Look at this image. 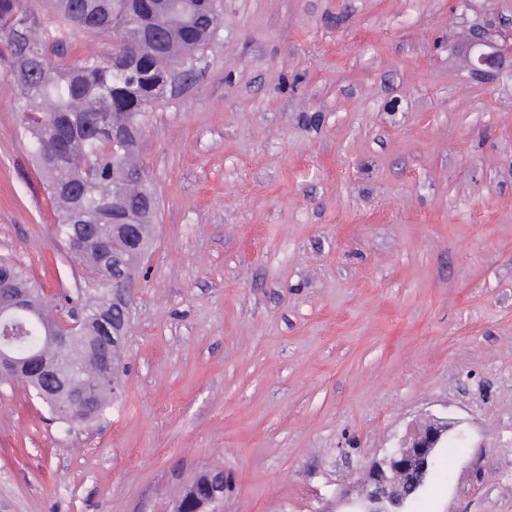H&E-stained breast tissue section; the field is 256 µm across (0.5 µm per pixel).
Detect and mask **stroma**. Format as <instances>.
Returning <instances> with one entry per match:
<instances>
[{
  "mask_svg": "<svg viewBox=\"0 0 512 512\" xmlns=\"http://www.w3.org/2000/svg\"><path fill=\"white\" fill-rule=\"evenodd\" d=\"M141 138L160 196L111 411L66 426L0 383V512H347L426 420L456 446L414 512H512V66L464 29L512 0H222ZM0 82V255L62 311L104 291L54 229ZM468 43V63L472 74L479 77H494L506 58L512 61V45L507 47L490 38L481 25L471 26ZM203 473V476L194 478L195 474L184 484V489L176 500L179 503V507L183 512H203L198 511L201 504L207 500V495L203 492L204 486H207V482L212 484L222 475L224 477V471L219 469H204L199 470Z\"/></svg>",
  "mask_w": 512,
  "mask_h": 512,
  "instance_id": "35a3bbf8",
  "label": "stroma"
}]
</instances>
